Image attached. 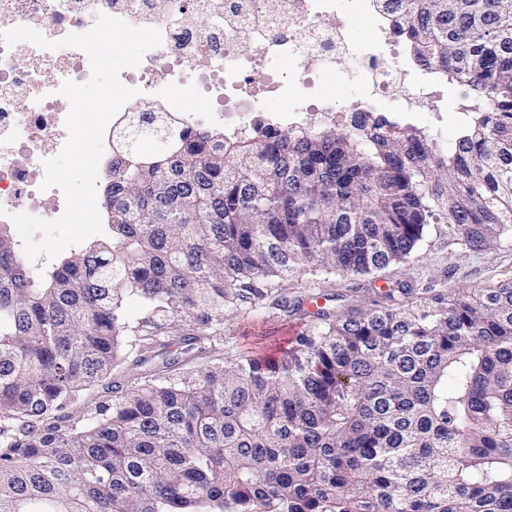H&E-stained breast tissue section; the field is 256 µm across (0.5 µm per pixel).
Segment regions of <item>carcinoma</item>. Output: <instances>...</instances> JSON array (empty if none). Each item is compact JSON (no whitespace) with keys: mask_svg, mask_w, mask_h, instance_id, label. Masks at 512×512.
<instances>
[{"mask_svg":"<svg viewBox=\"0 0 512 512\" xmlns=\"http://www.w3.org/2000/svg\"><path fill=\"white\" fill-rule=\"evenodd\" d=\"M376 3L475 94L455 146L384 115L231 135L143 105L112 129L110 238L43 265L0 225V512H512V280L319 307L277 356L214 344L228 311L299 310L298 272L373 274L431 229L512 240V0ZM161 361L162 357L159 356L155 358V360L152 363H149L146 366H143L142 368H136L129 374L122 373L114 375L112 379L108 381L109 386L112 385L114 389L118 388L119 386V389H121L122 391L131 389L132 387L136 386L137 383H141L144 380V378H140L141 376H145L140 375L141 373L143 374L150 372V370H153L154 366L161 365Z\"/></svg>","mask_w":512,"mask_h":512,"instance_id":"obj_1","label":"carcinoma"}]
</instances>
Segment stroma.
Here are the masks:
<instances>
[{"label": "stroma", "mask_w": 512, "mask_h": 512, "mask_svg": "<svg viewBox=\"0 0 512 512\" xmlns=\"http://www.w3.org/2000/svg\"><path fill=\"white\" fill-rule=\"evenodd\" d=\"M468 89L446 79L436 80L429 97L414 113H393L398 122L429 130L443 146H453L462 132L457 116L466 104ZM512 278V243L485 251H465L447 239L429 234L407 263L394 264L372 276L331 274L316 279L301 273L285 281L289 300L300 301L301 310L291 316L264 306L228 313L219 337L225 357L254 352L272 354L287 345L289 329L301 325L313 308L311 299L322 296L334 311L368 306L391 288H410L428 299L460 291L498 286Z\"/></svg>", "instance_id": "obj_1"}]
</instances>
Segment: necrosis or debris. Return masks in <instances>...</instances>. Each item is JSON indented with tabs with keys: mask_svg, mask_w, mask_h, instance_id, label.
Listing matches in <instances>:
<instances>
[{
	"mask_svg": "<svg viewBox=\"0 0 512 512\" xmlns=\"http://www.w3.org/2000/svg\"><path fill=\"white\" fill-rule=\"evenodd\" d=\"M0 0V32L28 26L46 39L57 41L84 33L99 15L124 17L135 27H153L162 34L159 47L147 51L142 71L121 72L125 86L142 94L157 92V73L170 81L183 70L199 71L197 84L186 86L188 95L229 96L243 117L253 115L255 89L246 73L266 69L270 62L288 65L283 94L311 95L322 100L314 74L330 59H347L343 26H326L336 16L338 0ZM351 9L370 14L381 32L386 53L364 56L373 80L360 105L374 112L381 100L398 99L413 110L426 98V87L400 62L399 40L372 0H348ZM209 14L202 28L194 12ZM91 76L87 54L76 47L45 49L31 43L12 46L0 42V207L7 212L40 215L45 176L43 162L62 150L66 139L68 100L58 90L65 81L77 83Z\"/></svg>",
	"mask_w": 512,
	"mask_h": 512,
	"instance_id": "obj_1",
	"label": "necrosis or debris"
}]
</instances>
